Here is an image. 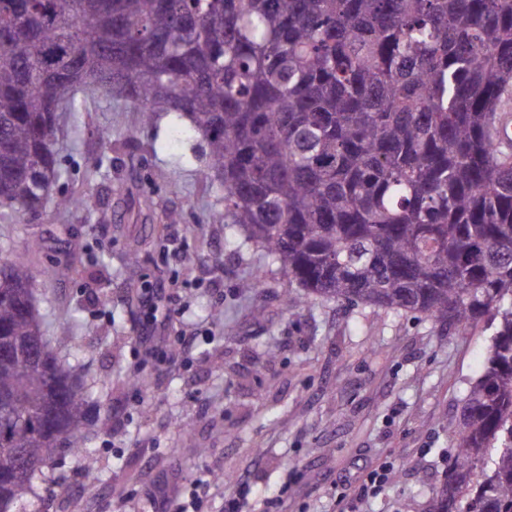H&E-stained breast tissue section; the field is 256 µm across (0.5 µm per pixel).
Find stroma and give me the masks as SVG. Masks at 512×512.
Masks as SVG:
<instances>
[{"instance_id": "stroma-1", "label": "stroma", "mask_w": 512, "mask_h": 512, "mask_svg": "<svg viewBox=\"0 0 512 512\" xmlns=\"http://www.w3.org/2000/svg\"><path fill=\"white\" fill-rule=\"evenodd\" d=\"M86 101L59 118L54 193L91 196L105 221L53 200L0 217V261L28 256L49 346L77 360L91 391L89 451L56 459L60 489H40L31 512H158L201 478L202 512H224L221 473L247 476L251 512H432L489 332L362 304L286 309L292 283L278 264L244 232L224 244L202 137L162 112L144 123L103 89ZM172 210L181 223H168ZM259 269L265 287L244 291ZM147 287L162 291L163 321L148 343ZM386 462L389 483L357 504Z\"/></svg>"}]
</instances>
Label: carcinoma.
<instances>
[{"mask_svg": "<svg viewBox=\"0 0 512 512\" xmlns=\"http://www.w3.org/2000/svg\"><path fill=\"white\" fill-rule=\"evenodd\" d=\"M86 74L186 118L240 227L309 298L491 330L434 512H512V0H0V215L59 177L52 113ZM37 272L0 262V495L85 450L89 390ZM491 457L483 481L473 466Z\"/></svg>", "mask_w": 512, "mask_h": 512, "instance_id": "carcinoma-1", "label": "carcinoma"}]
</instances>
